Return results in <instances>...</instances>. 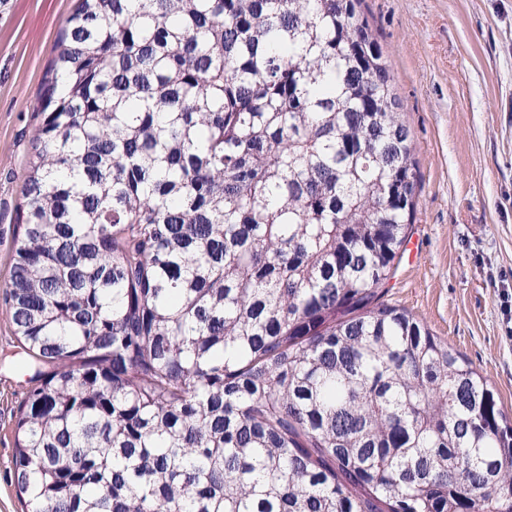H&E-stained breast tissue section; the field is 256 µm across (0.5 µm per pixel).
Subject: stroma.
I'll list each match as a JSON object with an SVG mask.
<instances>
[{
  "instance_id": "obj_1",
  "label": "stroma",
  "mask_w": 512,
  "mask_h": 512,
  "mask_svg": "<svg viewBox=\"0 0 512 512\" xmlns=\"http://www.w3.org/2000/svg\"><path fill=\"white\" fill-rule=\"evenodd\" d=\"M75 0H0V285L24 203L45 72ZM394 74L419 181L386 301L485 376L512 416V0H364ZM26 353L0 309V512L13 476Z\"/></svg>"
}]
</instances>
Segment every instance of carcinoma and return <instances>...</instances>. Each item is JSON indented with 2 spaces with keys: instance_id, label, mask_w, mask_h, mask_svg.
<instances>
[{
  "instance_id": "carcinoma-1",
  "label": "carcinoma",
  "mask_w": 512,
  "mask_h": 512,
  "mask_svg": "<svg viewBox=\"0 0 512 512\" xmlns=\"http://www.w3.org/2000/svg\"><path fill=\"white\" fill-rule=\"evenodd\" d=\"M363 0H77L0 300L27 512H512V421L383 286L416 162Z\"/></svg>"
}]
</instances>
